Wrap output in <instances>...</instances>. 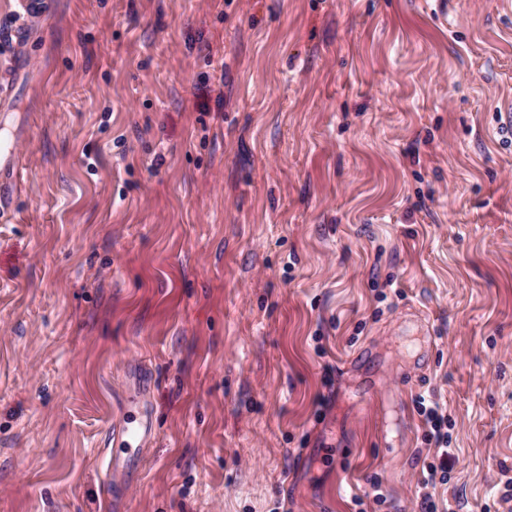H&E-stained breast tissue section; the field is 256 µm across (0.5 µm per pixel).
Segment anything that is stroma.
Instances as JSON below:
<instances>
[{
    "label": "stroma",
    "mask_w": 512,
    "mask_h": 512,
    "mask_svg": "<svg viewBox=\"0 0 512 512\" xmlns=\"http://www.w3.org/2000/svg\"><path fill=\"white\" fill-rule=\"evenodd\" d=\"M0 84V512H419L420 394L512 507V0H0ZM6 172L9 176L10 188L13 191V188L15 187L16 182L19 181L18 171L15 170V168H14L10 154H8L6 157H4V156H2V153H1L0 154V209H1L2 217L10 211L8 198L4 197V191L2 190V186L5 184L4 179H5ZM125 412L132 420L123 421L117 432V440H120L125 449V456L110 453L107 454L106 467L115 474L122 473L128 468L132 459L136 456L140 459L142 451L146 449L152 440V422L144 391L135 388L124 401Z\"/></svg>",
    "instance_id": "1"
}]
</instances>
